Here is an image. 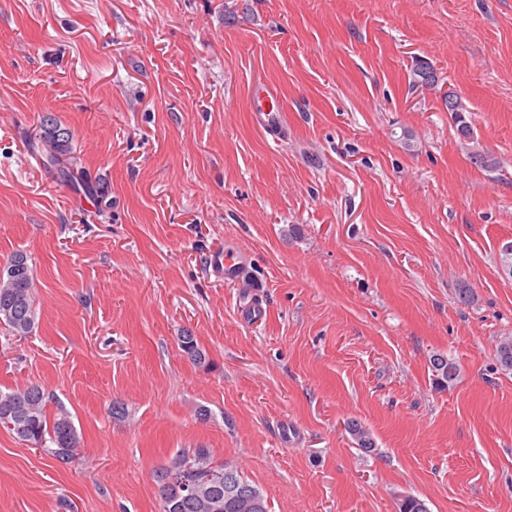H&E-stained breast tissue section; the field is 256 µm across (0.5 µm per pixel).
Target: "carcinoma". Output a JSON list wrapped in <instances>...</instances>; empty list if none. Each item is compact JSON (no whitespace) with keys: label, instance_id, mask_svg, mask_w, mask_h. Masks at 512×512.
Wrapping results in <instances>:
<instances>
[{"label":"carcinoma","instance_id":"obj_1","mask_svg":"<svg viewBox=\"0 0 512 512\" xmlns=\"http://www.w3.org/2000/svg\"><path fill=\"white\" fill-rule=\"evenodd\" d=\"M453 122L460 140L472 144L469 148V160L476 167L491 172L499 162L490 153L473 145L474 131L464 116V108L457 105L453 113ZM42 153L44 165L56 169L65 180L75 177L74 168L64 164V156L70 154L69 139L52 124V118L46 119ZM33 269L28 257L22 252L13 254L6 268L0 271V324L8 327L14 336L28 337L37 318L35 300L32 292ZM182 351L193 361L202 362L203 352L198 348L193 336L180 337ZM497 362L501 369L512 370V336H506L497 350ZM432 372L439 385L449 387L460 376L459 364L453 359L435 354L430 358ZM52 399L41 387L30 385L23 388L0 389V425L6 427L16 438L41 450L46 456L61 464L72 461L78 449V435L70 414L62 407L50 410ZM356 432L353 438L359 449L371 452L375 442L368 428L353 421ZM170 464L184 471L189 482H206L217 487L220 508L213 509L199 497L179 494L170 489L163 480L166 469L156 475L159 495L162 501H179L177 512H239L233 503L224 498V470L226 462L215 459L208 448H192L177 453Z\"/></svg>","mask_w":512,"mask_h":512}]
</instances>
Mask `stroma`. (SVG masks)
I'll use <instances>...</instances> for the list:
<instances>
[{
  "label": "stroma",
  "mask_w": 512,
  "mask_h": 512,
  "mask_svg": "<svg viewBox=\"0 0 512 512\" xmlns=\"http://www.w3.org/2000/svg\"><path fill=\"white\" fill-rule=\"evenodd\" d=\"M510 241L512 0H0V268L27 253L37 310L28 337L0 325V387L41 386L79 436L64 465L0 427V512H161L157 471L199 447L271 512H512ZM228 244L261 322L212 266ZM259 100L261 104L257 107L258 112H254L256 122L267 133L279 131L283 125L284 115L277 91L264 85ZM454 96V95H453ZM457 102V112L453 113V122L456 126V132L460 141H464V144L475 143L474 131L471 123H469L464 116V108L458 101L457 97L454 96ZM446 105L448 104V112L452 111L456 107V102L452 97L445 99ZM46 121V130L45 135L43 137L42 143V153L44 156V165L50 168H56L57 173L64 180H71L75 177L73 161L71 159H75L74 157H68V159H62V156H67L71 153L69 147V137L67 136L65 139L64 132H60V129H57V124L54 125L53 119L48 117L45 119ZM49 122H51L49 124ZM70 167L66 166L63 162H68ZM433 376L439 385L449 387L453 385L460 376L459 364L444 354H435L430 358Z\"/></svg>",
  "instance_id": "1"
}]
</instances>
